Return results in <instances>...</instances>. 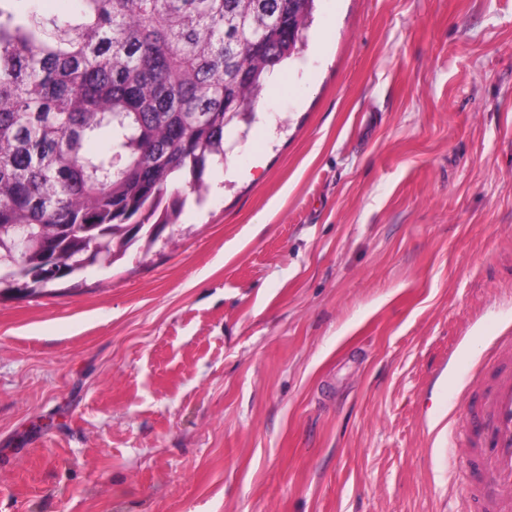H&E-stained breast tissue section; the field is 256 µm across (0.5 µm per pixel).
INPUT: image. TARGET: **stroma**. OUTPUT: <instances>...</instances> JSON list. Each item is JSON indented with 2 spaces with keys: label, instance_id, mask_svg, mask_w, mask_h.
I'll return each mask as SVG.
<instances>
[{
  "label": "stroma",
  "instance_id": "obj_1",
  "mask_svg": "<svg viewBox=\"0 0 512 512\" xmlns=\"http://www.w3.org/2000/svg\"><path fill=\"white\" fill-rule=\"evenodd\" d=\"M255 113L150 251L0 299V512H466L448 387L512 325V0H318Z\"/></svg>",
  "mask_w": 512,
  "mask_h": 512
}]
</instances>
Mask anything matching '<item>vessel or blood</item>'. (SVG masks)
<instances>
[{
    "mask_svg": "<svg viewBox=\"0 0 512 512\" xmlns=\"http://www.w3.org/2000/svg\"><path fill=\"white\" fill-rule=\"evenodd\" d=\"M466 384L449 415L464 436L472 470L465 499L476 512H512V331L467 366Z\"/></svg>",
    "mask_w": 512,
    "mask_h": 512,
    "instance_id": "1",
    "label": "vessel or blood"
}]
</instances>
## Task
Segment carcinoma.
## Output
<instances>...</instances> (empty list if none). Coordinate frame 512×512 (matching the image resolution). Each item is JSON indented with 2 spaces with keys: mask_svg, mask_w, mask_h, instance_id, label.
I'll use <instances>...</instances> for the list:
<instances>
[{
  "mask_svg": "<svg viewBox=\"0 0 512 512\" xmlns=\"http://www.w3.org/2000/svg\"><path fill=\"white\" fill-rule=\"evenodd\" d=\"M0 0V296L55 283L90 240L169 224L224 163L268 77L306 45L315 0ZM28 227L27 244L15 228Z\"/></svg>",
  "mask_w": 512,
  "mask_h": 512,
  "instance_id": "cac0c4a2",
  "label": "carcinoma"
}]
</instances>
